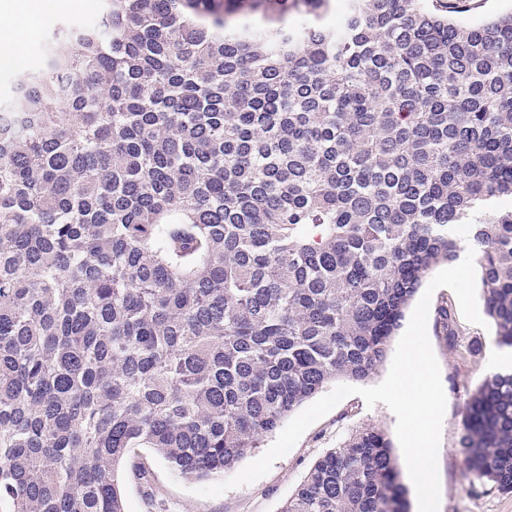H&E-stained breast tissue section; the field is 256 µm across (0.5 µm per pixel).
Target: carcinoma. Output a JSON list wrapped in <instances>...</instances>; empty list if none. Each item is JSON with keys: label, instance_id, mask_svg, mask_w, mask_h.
I'll return each instance as SVG.
<instances>
[{"label": "carcinoma", "instance_id": "obj_1", "mask_svg": "<svg viewBox=\"0 0 512 512\" xmlns=\"http://www.w3.org/2000/svg\"><path fill=\"white\" fill-rule=\"evenodd\" d=\"M330 2L105 0L0 107V512H125L139 445L234 466L378 372L462 234L512 349V10ZM460 424L464 472L512 493V370ZM281 512H408L385 430Z\"/></svg>", "mask_w": 512, "mask_h": 512}]
</instances>
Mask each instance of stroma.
<instances>
[{
    "instance_id": "stroma-1",
    "label": "stroma",
    "mask_w": 512,
    "mask_h": 512,
    "mask_svg": "<svg viewBox=\"0 0 512 512\" xmlns=\"http://www.w3.org/2000/svg\"><path fill=\"white\" fill-rule=\"evenodd\" d=\"M103 2L71 0L66 8L31 13L25 20L14 64L0 65V100L8 101L17 83L38 65L40 44L58 26L85 23L90 4ZM445 309L450 311V319H443ZM427 334L440 365L447 400L438 453L439 512H512V494L469 482L457 453L458 411L472 390L496 369L494 331L466 321L455 294L441 288L431 299ZM367 424L380 425L391 434L396 418L384 404L370 408L359 396L346 397L313 423L267 475L216 497L200 496L199 482L182 477L152 449L136 448L118 469L126 512H280L315 461L353 429Z\"/></svg>"
}]
</instances>
